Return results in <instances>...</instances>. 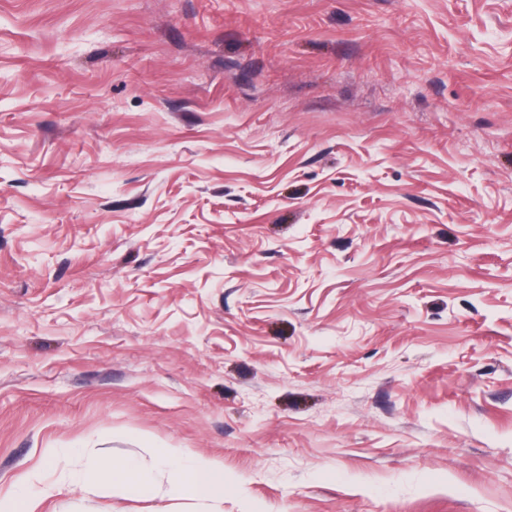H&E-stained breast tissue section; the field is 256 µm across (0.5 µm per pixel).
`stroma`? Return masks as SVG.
I'll return each instance as SVG.
<instances>
[{"mask_svg":"<svg viewBox=\"0 0 512 512\" xmlns=\"http://www.w3.org/2000/svg\"><path fill=\"white\" fill-rule=\"evenodd\" d=\"M15 493L512 512V0H0ZM161 456L169 461L175 462L181 491L195 496H223V469L184 465L181 461H178L177 455L169 449L163 450ZM126 485H134L147 493L153 489V484L148 474L130 464L117 468L112 462H109L102 469L96 479L89 481L85 488L93 492L101 488L112 491Z\"/></svg>","mask_w":512,"mask_h":512,"instance_id":"stroma-1","label":"stroma"}]
</instances>
